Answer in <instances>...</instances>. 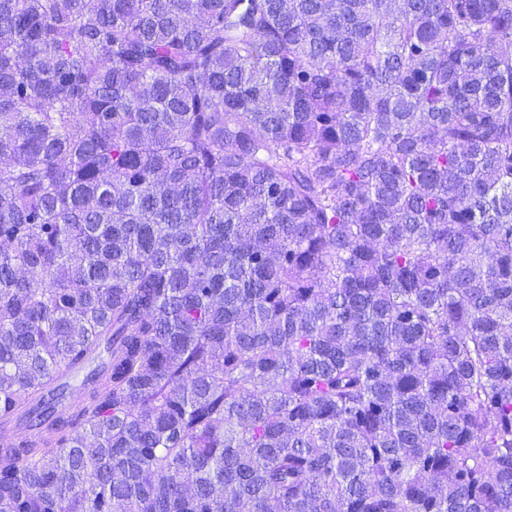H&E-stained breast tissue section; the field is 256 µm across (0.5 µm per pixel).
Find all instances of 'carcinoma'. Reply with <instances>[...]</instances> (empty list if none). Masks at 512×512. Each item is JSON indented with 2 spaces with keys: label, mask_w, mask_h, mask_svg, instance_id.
I'll return each instance as SVG.
<instances>
[{
  "label": "carcinoma",
  "mask_w": 512,
  "mask_h": 512,
  "mask_svg": "<svg viewBox=\"0 0 512 512\" xmlns=\"http://www.w3.org/2000/svg\"><path fill=\"white\" fill-rule=\"evenodd\" d=\"M0 512H512V0H0Z\"/></svg>",
  "instance_id": "1"
}]
</instances>
